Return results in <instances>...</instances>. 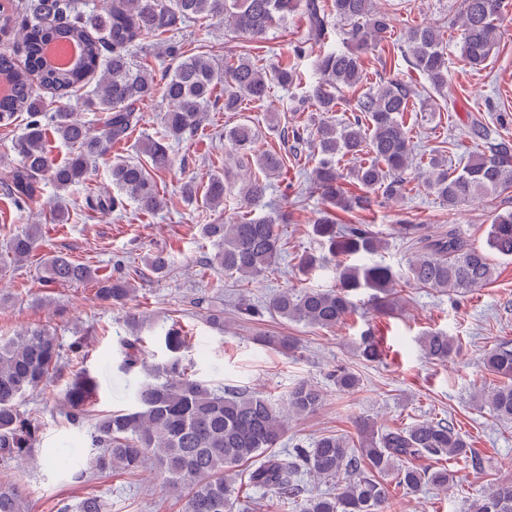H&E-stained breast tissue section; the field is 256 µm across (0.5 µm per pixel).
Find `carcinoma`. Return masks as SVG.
Returning <instances> with one entry per match:
<instances>
[{
    "mask_svg": "<svg viewBox=\"0 0 512 512\" xmlns=\"http://www.w3.org/2000/svg\"><path fill=\"white\" fill-rule=\"evenodd\" d=\"M300 0H104L98 12L86 14L75 0H20L19 27L23 64L9 54H0V80L9 91L0 94V126L12 125L27 114L24 132L14 145L20 157L9 171L5 187L15 204L25 205L47 180L58 191L84 182L95 159L112 145L127 138L140 122L138 106L155 95L168 100L163 114V133L146 138L142 152L146 161L117 158L110 176L118 194H89L88 210L112 215L125 209L126 201L144 212L165 207L155 175L171 165L170 147L196 134L208 112L223 102L224 111H241L244 101L263 102L275 83L288 88L300 80L292 62L284 61L267 71L248 54L230 57L220 66L208 56L170 50L174 66L159 76L147 63L134 60L132 50L141 37H160L178 30L198 17L222 19L235 31L256 43L267 39L276 26L288 21ZM304 14L311 35L323 47L315 60L319 81L312 90L316 112H334L339 95L356 91L364 79L363 55L382 51L391 38L387 14L374 8L373 0H331L326 9L319 0H306ZM502 0H463L460 56L472 69L490 58L498 43L494 23ZM346 23V35L355 44L352 51L327 45L331 17ZM50 41H68L81 48L71 65L56 67L44 62ZM411 66L423 73L433 90L448 87L450 73L443 47V34L433 25L416 26L404 36ZM91 94L84 110L100 116L99 130H92L63 99H68L90 80ZM51 93L60 105L47 108ZM411 90L394 81L380 82L356 98L357 114L337 125L325 118L315 128L318 160L311 176L310 192L319 195L323 208L313 221L312 234L334 261L335 285L331 288H287L269 298L267 308L283 319L314 329H333L346 320L354 307L352 297L371 291L374 311L392 310L394 287L406 279L427 288L468 291L490 283L495 275L493 256L512 257V210L493 216L487 248L464 239L456 229L436 236L420 235L414 224L397 225L398 233L416 240L418 254L406 274L372 259L387 242L368 224H341L336 211L367 210L380 197L388 202L404 197L406 171L413 153L404 115ZM71 148L66 161L57 163L49 143L54 139ZM292 151L255 148L253 126L240 123L224 132L225 157L238 164L255 158L256 170L242 174L237 186L239 200L254 205L263 200L273 178L288 171V155L298 156L304 131L293 130ZM370 159L347 170L346 158ZM426 185L446 205L486 201L512 189V141L503 139L488 154H478L459 170H448V156L438 151L427 162ZM356 187L351 192L345 181ZM232 186L224 176H213L204 187L189 181L182 197L214 210L224 204ZM289 215L242 217L231 224L199 225L200 237L213 253L209 264L239 281L264 277L276 267L286 250L279 225ZM40 249L38 228L0 239V257L15 264L26 262ZM297 266L305 273L321 270L325 258L312 253L299 256ZM170 267V252L158 249L147 259L148 270L157 276ZM51 282H93L96 297L112 307H124L135 288L130 273L96 277L90 267L56 254L45 262ZM197 314L209 327L224 330V313L215 309L204 294L193 301ZM143 319L126 316L128 335L121 340L122 367L142 364ZM169 359L159 368L165 381L146 380L134 395L131 408L100 416L90 431L91 464L95 474H136L154 459L162 487L181 504L180 512H234L237 480L246 477L257 488L273 492L292 503L296 512H386L391 496L382 475L396 470L395 483L405 493H417L432 485L442 490L454 487L456 475L445 462L461 460L474 469L482 461L468 439L445 419L425 420L402 429L379 431L370 422H356L357 441L336 434L316 439L311 449L292 448L275 453L288 420L315 413L324 400L322 391L307 382L297 384L279 405L263 393L232 387L218 390L187 372L182 352L187 337L169 327L162 332ZM423 354L445 363L459 350L457 341L440 330H428L420 338ZM356 356L366 362L382 359L383 350L369 334L355 345ZM487 369L501 378L484 399L493 415L512 421V340L499 342L485 359ZM57 337L36 326L7 339L0 338V466L15 467L32 456L39 423L20 411L18 401L28 392L56 378L64 366ZM336 389L353 392L360 385L352 371L340 368L333 374ZM98 390L96 379L86 370L77 372L66 388L60 414L72 426L90 417L87 404ZM430 461L425 467L416 459ZM336 481L333 492L306 494L301 475ZM0 512H29L24 490L18 485H0ZM62 512H105L96 496L67 504ZM467 512H512V484L494 483L468 503Z\"/></svg>",
    "mask_w": 512,
    "mask_h": 512,
    "instance_id": "obj_1",
    "label": "carcinoma"
}]
</instances>
